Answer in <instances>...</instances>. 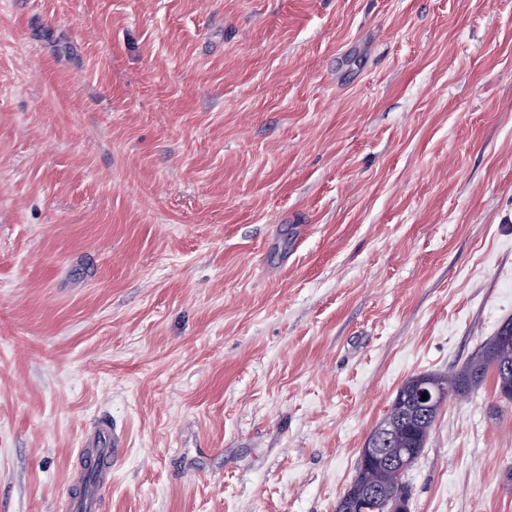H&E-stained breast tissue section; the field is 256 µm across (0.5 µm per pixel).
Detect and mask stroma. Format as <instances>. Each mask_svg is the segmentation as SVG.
<instances>
[{"label":"stroma","instance_id":"stroma-1","mask_svg":"<svg viewBox=\"0 0 512 512\" xmlns=\"http://www.w3.org/2000/svg\"><path fill=\"white\" fill-rule=\"evenodd\" d=\"M512 317V0H0V512H336L401 384ZM411 512H512V402ZM125 447L124 437L112 424V420L101 418L91 426L78 449L81 469L73 472L71 481H68L71 509L76 512H100V490L112 484V469ZM88 464L93 469L94 484L85 481V472L89 471Z\"/></svg>","mask_w":512,"mask_h":512}]
</instances>
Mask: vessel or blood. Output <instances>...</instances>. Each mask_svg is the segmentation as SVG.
<instances>
[{
  "label": "vessel or blood",
  "mask_w": 512,
  "mask_h": 512,
  "mask_svg": "<svg viewBox=\"0 0 512 512\" xmlns=\"http://www.w3.org/2000/svg\"><path fill=\"white\" fill-rule=\"evenodd\" d=\"M126 446L121 431L110 419L95 422L84 436L78 450L83 466H91L94 482H86L81 470L73 472L68 483V498L72 512H100L101 490L112 483V469Z\"/></svg>",
  "instance_id": "b4317fda"
}]
</instances>
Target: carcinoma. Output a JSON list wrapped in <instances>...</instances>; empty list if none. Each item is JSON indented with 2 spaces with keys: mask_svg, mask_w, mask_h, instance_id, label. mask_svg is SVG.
I'll return each mask as SVG.
<instances>
[{
  "mask_svg": "<svg viewBox=\"0 0 512 512\" xmlns=\"http://www.w3.org/2000/svg\"><path fill=\"white\" fill-rule=\"evenodd\" d=\"M506 362L512 363V317L483 341L454 373L421 372L407 378L365 442L367 448H385L398 457V470H389L378 462L357 467L350 485L336 503V512H355L370 487L378 490L370 503L372 512H390L396 499L411 494L408 471L424 451L441 411L438 405L424 418L412 417L410 397L419 383L440 388L451 396H462L473 393L491 376L497 394H505L512 401V378L503 377L497 370V365Z\"/></svg>",
  "mask_w": 512,
  "mask_h": 512,
  "instance_id": "1",
  "label": "carcinoma"
}]
</instances>
